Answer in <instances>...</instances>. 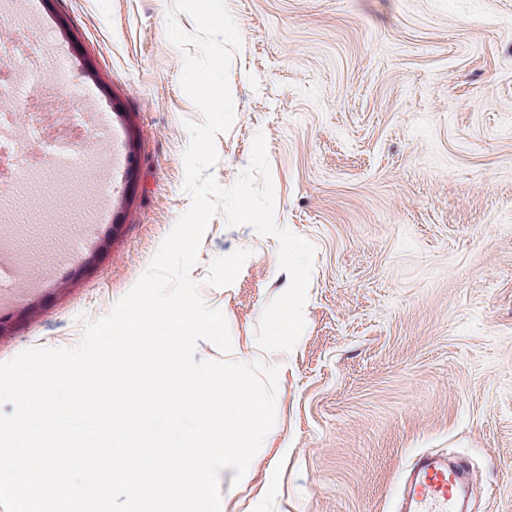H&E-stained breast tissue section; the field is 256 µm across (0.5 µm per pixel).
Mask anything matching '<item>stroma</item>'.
Instances as JSON below:
<instances>
[{
	"instance_id": "1",
	"label": "stroma",
	"mask_w": 512,
	"mask_h": 512,
	"mask_svg": "<svg viewBox=\"0 0 512 512\" xmlns=\"http://www.w3.org/2000/svg\"><path fill=\"white\" fill-rule=\"evenodd\" d=\"M16 23L52 77L29 104L66 123L93 99L103 151L0 182V241L26 270L0 303V362L72 348L189 210L185 54L172 0H41ZM241 47L211 172L231 186L264 134L275 222L315 247L306 327L259 449L275 496L219 477L227 512H392L422 454L461 466L472 512H512V0H225ZM110 241L92 269L64 256ZM279 243L209 222L190 277L245 353L289 277ZM39 312L21 319L30 304Z\"/></svg>"
}]
</instances>
